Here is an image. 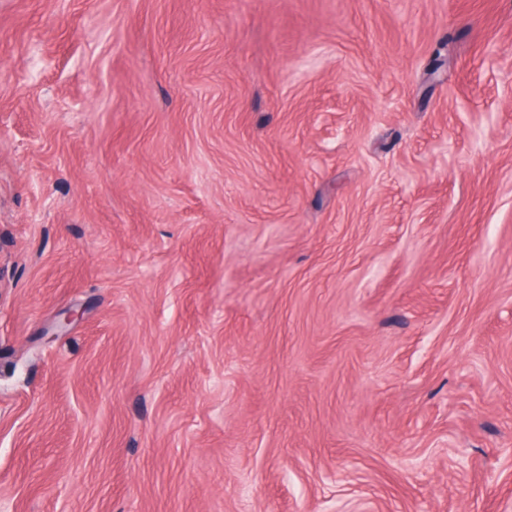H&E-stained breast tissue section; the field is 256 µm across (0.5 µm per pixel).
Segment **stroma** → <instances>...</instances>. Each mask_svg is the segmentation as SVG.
<instances>
[{
    "mask_svg": "<svg viewBox=\"0 0 512 512\" xmlns=\"http://www.w3.org/2000/svg\"><path fill=\"white\" fill-rule=\"evenodd\" d=\"M356 505L512 512V0H0V512Z\"/></svg>",
    "mask_w": 512,
    "mask_h": 512,
    "instance_id": "35a3bbf8",
    "label": "stroma"
}]
</instances>
